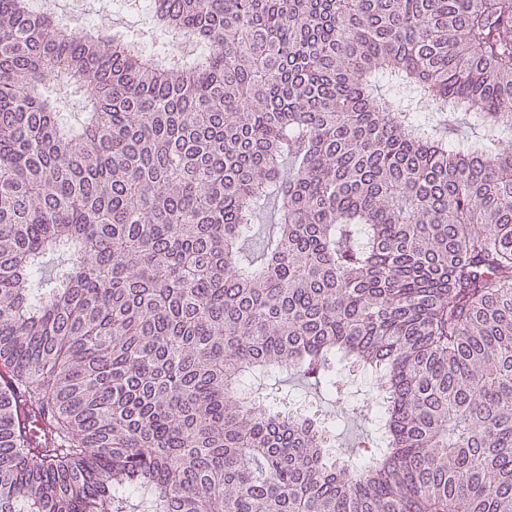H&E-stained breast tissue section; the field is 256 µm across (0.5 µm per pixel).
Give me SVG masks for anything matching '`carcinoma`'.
I'll list each match as a JSON object with an SVG mask.
<instances>
[{
	"mask_svg": "<svg viewBox=\"0 0 512 512\" xmlns=\"http://www.w3.org/2000/svg\"><path fill=\"white\" fill-rule=\"evenodd\" d=\"M152 17L0 0V512H512V0ZM346 367L358 464L244 387ZM147 1V2H146ZM150 0H140V9L133 10L125 3L114 8L101 9L98 5L83 16L86 26L97 28L111 36L120 32V37L133 38L142 42L147 52H153L165 43L164 35L148 30V20L144 16Z\"/></svg>",
	"mask_w": 512,
	"mask_h": 512,
	"instance_id": "obj_1",
	"label": "carcinoma"
}]
</instances>
